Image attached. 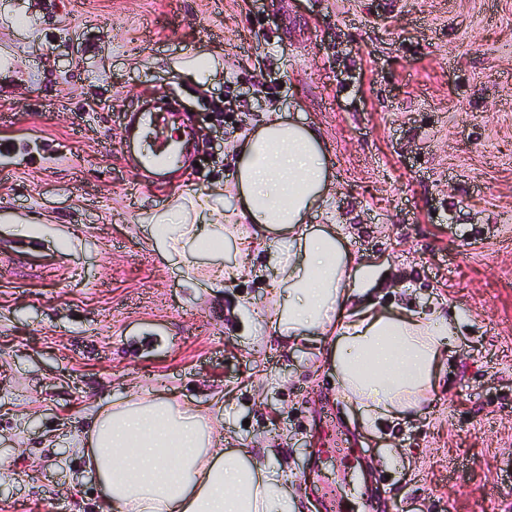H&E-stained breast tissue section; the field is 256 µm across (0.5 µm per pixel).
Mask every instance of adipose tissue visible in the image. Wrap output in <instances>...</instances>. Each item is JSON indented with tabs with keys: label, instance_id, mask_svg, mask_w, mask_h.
<instances>
[{
	"label": "adipose tissue",
	"instance_id": "1",
	"mask_svg": "<svg viewBox=\"0 0 512 512\" xmlns=\"http://www.w3.org/2000/svg\"><path fill=\"white\" fill-rule=\"evenodd\" d=\"M230 153L234 172L224 192L233 208L216 216L211 194L186 190L154 218L163 253L182 259L190 244H238L239 261L211 273L229 286L247 276L250 249L261 242L273 299L269 326L288 341L331 338L326 361L366 426L426 403L454 324L438 311H380L362 301L383 284L382 268L357 260L337 225L307 226L308 215L329 202L331 166L319 133L273 111ZM204 216L212 222L202 228ZM223 426L220 407L205 416L166 396L118 397L81 434L75 459L104 491L101 512H296L281 471L223 448Z\"/></svg>",
	"mask_w": 512,
	"mask_h": 512
}]
</instances>
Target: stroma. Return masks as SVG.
<instances>
[{
  "mask_svg": "<svg viewBox=\"0 0 512 512\" xmlns=\"http://www.w3.org/2000/svg\"><path fill=\"white\" fill-rule=\"evenodd\" d=\"M0 49V138L30 145L0 179V512H96L74 443L148 385L223 406L226 447L273 461L300 512H512V0H0ZM201 52L205 87L177 66ZM150 99L196 129L160 189L122 152ZM274 108L321 134L379 306L458 323L396 424L362 425L322 337L273 340L262 247L222 288L199 271L223 253L152 238L185 182L233 208L228 148Z\"/></svg>",
  "mask_w": 512,
  "mask_h": 512,
  "instance_id": "1",
  "label": "stroma"
}]
</instances>
